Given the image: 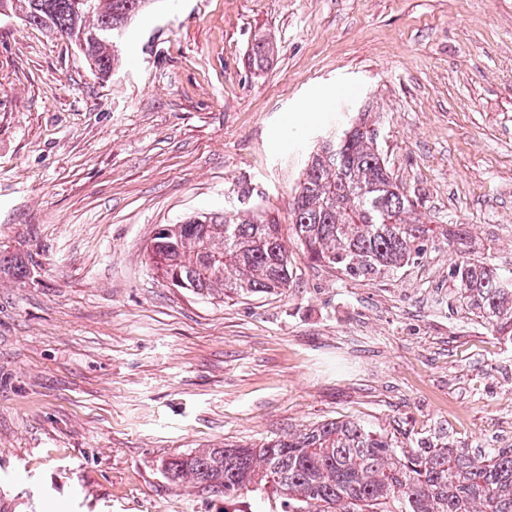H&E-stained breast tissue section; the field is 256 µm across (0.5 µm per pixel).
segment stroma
<instances>
[{"instance_id":"stroma-1","label":"stroma","mask_w":512,"mask_h":512,"mask_svg":"<svg viewBox=\"0 0 512 512\" xmlns=\"http://www.w3.org/2000/svg\"><path fill=\"white\" fill-rule=\"evenodd\" d=\"M122 44L101 79L0 15V257L27 263L0 271V512H224L162 462L325 420L512 448V342L461 308L447 240L373 280L295 245L281 294L223 301L146 256L197 213L285 216L307 154L368 105L422 215L512 275V0H157ZM274 53V44L270 38L266 36H258L254 39L251 47V53L248 60L250 66L260 69L266 65Z\"/></svg>"}]
</instances>
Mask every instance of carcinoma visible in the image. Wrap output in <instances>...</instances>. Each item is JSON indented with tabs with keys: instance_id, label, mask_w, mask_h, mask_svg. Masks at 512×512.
<instances>
[{
	"instance_id": "1",
	"label": "carcinoma",
	"mask_w": 512,
	"mask_h": 512,
	"mask_svg": "<svg viewBox=\"0 0 512 512\" xmlns=\"http://www.w3.org/2000/svg\"><path fill=\"white\" fill-rule=\"evenodd\" d=\"M153 0H0L16 14L75 44L107 76L122 61L127 25ZM274 53L254 39L260 69ZM369 109L310 153L289 203L288 222L256 209L203 213L169 225L146 251L153 274L179 275L213 299L277 293L291 280L288 243L306 258L372 279L423 255L435 230L399 185L378 149ZM459 301L492 329L512 335V284L484 261L453 267ZM171 481L191 480L233 502L273 494L282 512H512V448L479 457L454 448H407L351 421H324L258 446L197 448L162 462Z\"/></svg>"
}]
</instances>
